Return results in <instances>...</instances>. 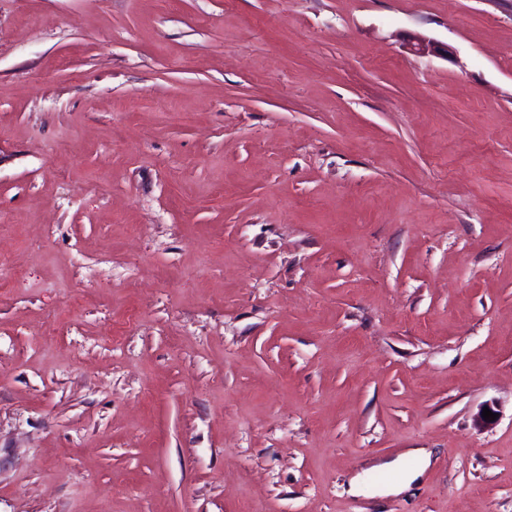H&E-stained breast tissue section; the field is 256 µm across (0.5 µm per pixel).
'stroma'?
Returning a JSON list of instances; mask_svg holds the SVG:
<instances>
[{"label":"stroma","instance_id":"stroma-1","mask_svg":"<svg viewBox=\"0 0 512 512\" xmlns=\"http://www.w3.org/2000/svg\"><path fill=\"white\" fill-rule=\"evenodd\" d=\"M0 215V512H512V0H0Z\"/></svg>","mask_w":512,"mask_h":512}]
</instances>
